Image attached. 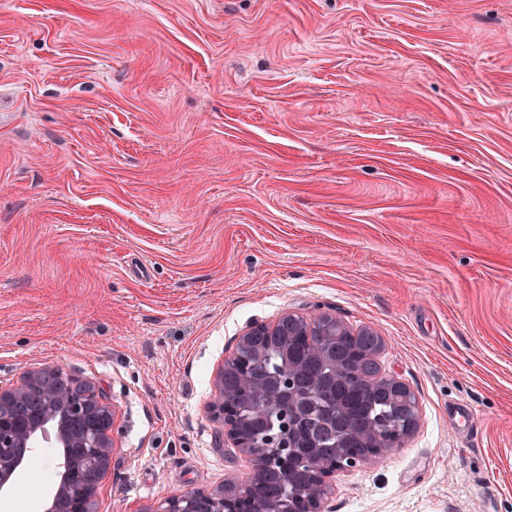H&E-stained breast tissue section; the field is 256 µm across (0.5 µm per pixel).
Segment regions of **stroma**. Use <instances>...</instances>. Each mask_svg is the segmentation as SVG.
Masks as SVG:
<instances>
[{"mask_svg": "<svg viewBox=\"0 0 512 512\" xmlns=\"http://www.w3.org/2000/svg\"><path fill=\"white\" fill-rule=\"evenodd\" d=\"M289 311L418 402L333 512H512V0H0V382L113 406L97 512L248 474L216 372Z\"/></svg>", "mask_w": 512, "mask_h": 512, "instance_id": "1", "label": "stroma"}]
</instances>
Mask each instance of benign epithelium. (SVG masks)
Returning a JSON list of instances; mask_svg holds the SVG:
<instances>
[{
    "instance_id": "benign-epithelium-1",
    "label": "benign epithelium",
    "mask_w": 512,
    "mask_h": 512,
    "mask_svg": "<svg viewBox=\"0 0 512 512\" xmlns=\"http://www.w3.org/2000/svg\"><path fill=\"white\" fill-rule=\"evenodd\" d=\"M288 319L297 321L301 334L320 353L327 346L324 324L353 336L375 335L368 326L352 330L336 316L322 313L312 318L285 313L274 323L254 321L239 336L235 350L224 358L215 377L211 408L224 423V435L247 456L251 476L241 482L226 483L210 491H191L162 500L152 512H329L327 502L338 477L350 470L377 462L396 448H402L417 426V403H411V417L392 435L386 436L372 426L355 433L364 445L355 455L347 437L336 440L332 454L313 459L306 471L303 492L296 491L297 463L302 455L293 447L295 416L306 403L302 400L284 408L278 391L292 387L303 372V362L288 354L281 356L277 387L257 383L249 375L243 360L263 358L266 350L254 343L258 336L275 334ZM58 368H38L8 387L0 385V490L8 487L24 465V448H36L40 442L62 449L59 481L51 504L44 512H94L97 491L110 470L114 442L111 429L115 411L95 385L76 375L63 385ZM372 382L389 387L406 401L414 393L402 382L375 375ZM275 420L278 429L255 437L248 431L251 422ZM277 467L284 493L256 508L254 492L264 472Z\"/></svg>"
}]
</instances>
